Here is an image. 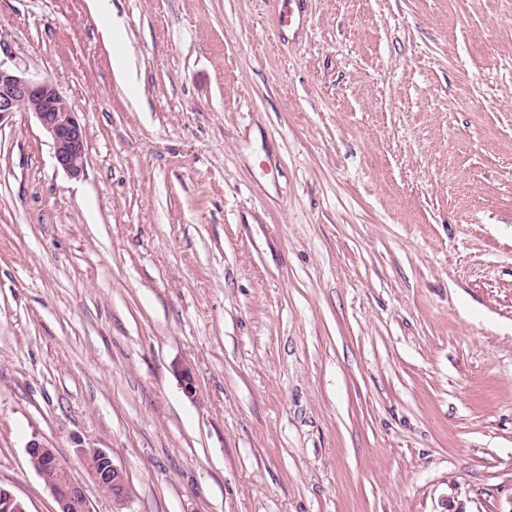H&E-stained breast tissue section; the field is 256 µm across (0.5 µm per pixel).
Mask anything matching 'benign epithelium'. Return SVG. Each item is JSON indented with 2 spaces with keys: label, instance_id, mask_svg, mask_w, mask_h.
Here are the masks:
<instances>
[{
  "label": "benign epithelium",
  "instance_id": "1",
  "mask_svg": "<svg viewBox=\"0 0 512 512\" xmlns=\"http://www.w3.org/2000/svg\"><path fill=\"white\" fill-rule=\"evenodd\" d=\"M17 112L33 115L52 140L57 165L69 176L77 178L84 172L88 131L71 105L50 80L0 59V126ZM27 453L39 461L37 473L51 491L57 512H94L84 485L73 479L53 449L33 441ZM79 454L90 480L111 488L107 496L112 500L113 512H122L131 495L123 469L105 448H81ZM0 501L8 512H28L25 503L10 490L0 488Z\"/></svg>",
  "mask_w": 512,
  "mask_h": 512
}]
</instances>
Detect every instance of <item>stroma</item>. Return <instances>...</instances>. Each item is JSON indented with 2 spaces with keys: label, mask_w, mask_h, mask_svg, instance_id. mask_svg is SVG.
I'll return each instance as SVG.
<instances>
[{
  "label": "stroma",
  "mask_w": 512,
  "mask_h": 512,
  "mask_svg": "<svg viewBox=\"0 0 512 512\" xmlns=\"http://www.w3.org/2000/svg\"><path fill=\"white\" fill-rule=\"evenodd\" d=\"M0 0L83 175L0 126V486L512 512V0ZM27 453L39 461L36 471L58 505L55 512H94L84 485L73 479L52 448L34 440L27 447ZM79 454L90 480L100 487H111L107 496L112 500L113 512L122 511L131 495V488L123 469L118 466L106 448H81Z\"/></svg>",
  "instance_id": "1"
}]
</instances>
